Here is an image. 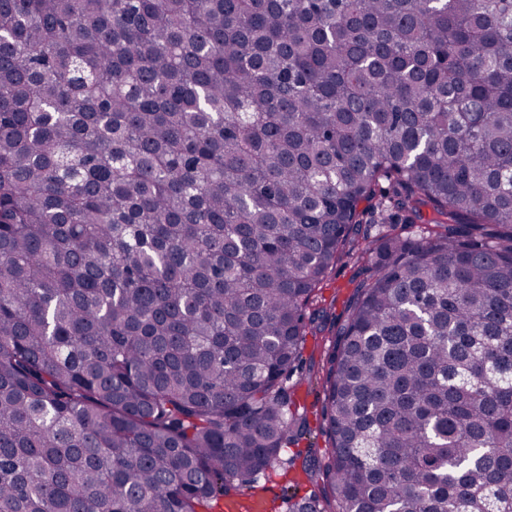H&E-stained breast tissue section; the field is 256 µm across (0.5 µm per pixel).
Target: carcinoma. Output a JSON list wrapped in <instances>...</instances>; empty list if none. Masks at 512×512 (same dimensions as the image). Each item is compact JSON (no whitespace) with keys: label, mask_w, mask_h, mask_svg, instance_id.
<instances>
[{"label":"carcinoma","mask_w":512,"mask_h":512,"mask_svg":"<svg viewBox=\"0 0 512 512\" xmlns=\"http://www.w3.org/2000/svg\"><path fill=\"white\" fill-rule=\"evenodd\" d=\"M344 260L287 512H512V0H0V512L295 469ZM357 272V268L351 264L338 265L332 278L323 288L321 306L327 311L328 323H339L346 318L347 300L359 280ZM303 371V376L301 374L295 375L289 384L294 386L297 404L299 403L301 407L305 406L308 409L309 427L311 429L309 439L315 444L316 448H320L323 452L328 443L326 442V437L320 433V420L315 415L316 406H313L319 398L321 399L322 388L314 375L312 378H309L308 374L307 376L304 375L305 367Z\"/></svg>","instance_id":"obj_1"}]
</instances>
